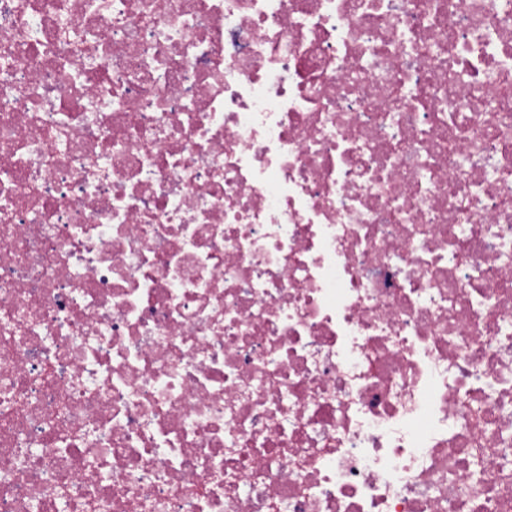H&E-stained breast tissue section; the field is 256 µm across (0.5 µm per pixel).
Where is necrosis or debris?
<instances>
[{
	"label": "necrosis or debris",
	"mask_w": 512,
	"mask_h": 512,
	"mask_svg": "<svg viewBox=\"0 0 512 512\" xmlns=\"http://www.w3.org/2000/svg\"><path fill=\"white\" fill-rule=\"evenodd\" d=\"M0 512H512V0H0Z\"/></svg>",
	"instance_id": "1"
}]
</instances>
